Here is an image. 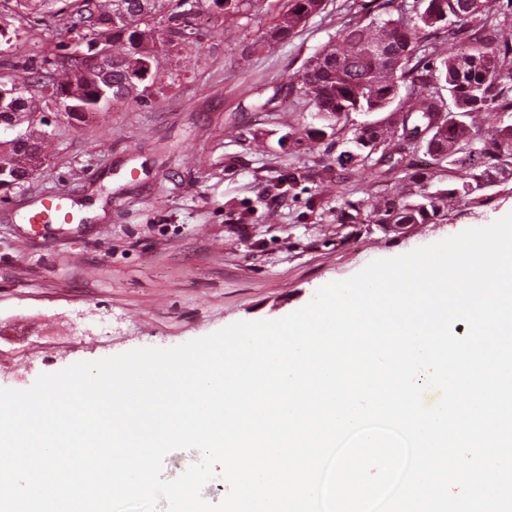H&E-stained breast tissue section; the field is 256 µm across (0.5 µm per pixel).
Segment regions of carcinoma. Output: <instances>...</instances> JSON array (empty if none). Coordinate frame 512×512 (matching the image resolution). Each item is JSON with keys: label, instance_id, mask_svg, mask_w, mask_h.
<instances>
[{"label": "carcinoma", "instance_id": "obj_1", "mask_svg": "<svg viewBox=\"0 0 512 512\" xmlns=\"http://www.w3.org/2000/svg\"><path fill=\"white\" fill-rule=\"evenodd\" d=\"M75 0L67 17L80 48L100 38L111 44L112 84L103 104L132 96L128 85L138 71L158 70L156 43L174 49L199 40L197 19L208 0ZM219 2V0H214ZM250 0H224L222 36L244 17ZM494 0H366L307 62L297 92L320 127L306 131L319 144L351 128L336 164L348 177L363 173L391 188L365 200L345 201L344 220H359L399 233L421 224H441L461 204L481 206L498 185L512 181V26L493 21ZM324 8V0H284L277 23L263 37L284 39ZM112 18L110 28H92L93 17ZM468 40L464 51L446 53L431 38ZM46 59V71L18 83L16 98L0 104L18 121V142L0 141V169L26 174L43 163L53 133L38 117V102L54 101L66 89L83 97L80 121L101 111L102 82L78 68L77 52ZM497 123L486 133L480 114ZM372 120L355 123V116ZM430 158L416 169L406 140Z\"/></svg>", "mask_w": 512, "mask_h": 512}]
</instances>
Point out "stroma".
<instances>
[{"label": "stroma", "mask_w": 512, "mask_h": 512, "mask_svg": "<svg viewBox=\"0 0 512 512\" xmlns=\"http://www.w3.org/2000/svg\"><path fill=\"white\" fill-rule=\"evenodd\" d=\"M345 0L281 42L260 44L280 0H251L224 36L158 53L166 76L140 100L71 125L53 103L49 160L0 192V388L132 349L171 348L238 321L277 320L322 286L512 212V182L444 224L386 233L344 224L366 179L324 182L338 148L286 140L315 116L292 86L349 15ZM36 36L0 57V81L29 78L72 43L64 16L29 15ZM284 195L273 186L289 174ZM65 193L72 222L29 223Z\"/></svg>", "instance_id": "obj_1"}]
</instances>
